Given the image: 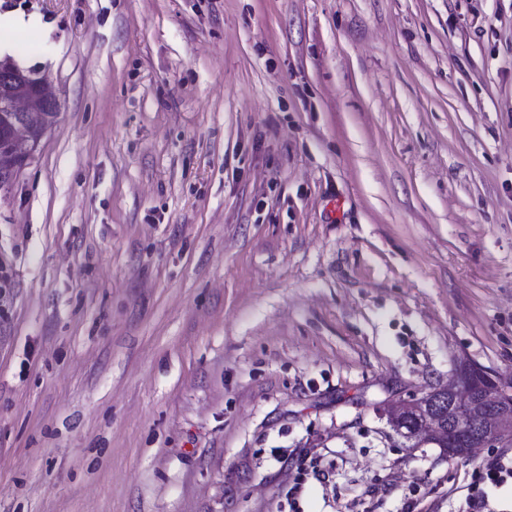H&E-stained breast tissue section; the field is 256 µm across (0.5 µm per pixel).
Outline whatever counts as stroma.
Instances as JSON below:
<instances>
[{
  "label": "stroma",
  "instance_id": "obj_1",
  "mask_svg": "<svg viewBox=\"0 0 512 512\" xmlns=\"http://www.w3.org/2000/svg\"><path fill=\"white\" fill-rule=\"evenodd\" d=\"M60 112L0 190V512H462L386 403L512 379V0H0Z\"/></svg>",
  "mask_w": 512,
  "mask_h": 512
}]
</instances>
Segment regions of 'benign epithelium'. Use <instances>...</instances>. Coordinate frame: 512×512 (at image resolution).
I'll return each mask as SVG.
<instances>
[{"label":"benign epithelium","mask_w":512,"mask_h":512,"mask_svg":"<svg viewBox=\"0 0 512 512\" xmlns=\"http://www.w3.org/2000/svg\"><path fill=\"white\" fill-rule=\"evenodd\" d=\"M59 111L53 88L44 75L22 67L13 57H0V157L12 174L0 189L12 185L34 159ZM388 424L413 447L434 444L452 457H468L477 448L512 445V379L476 363L458 365L448 384L385 410Z\"/></svg>","instance_id":"benign-epithelium-1"}]
</instances>
